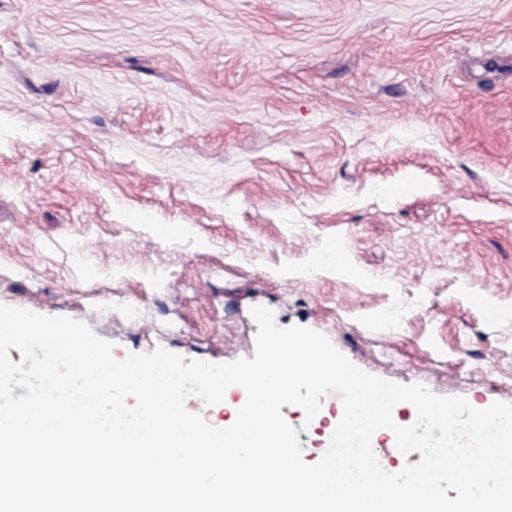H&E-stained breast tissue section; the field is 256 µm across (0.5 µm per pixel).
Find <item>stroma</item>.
Wrapping results in <instances>:
<instances>
[{
  "mask_svg": "<svg viewBox=\"0 0 512 512\" xmlns=\"http://www.w3.org/2000/svg\"><path fill=\"white\" fill-rule=\"evenodd\" d=\"M0 304L512 404V0H0Z\"/></svg>",
  "mask_w": 512,
  "mask_h": 512,
  "instance_id": "stroma-1",
  "label": "stroma"
}]
</instances>
